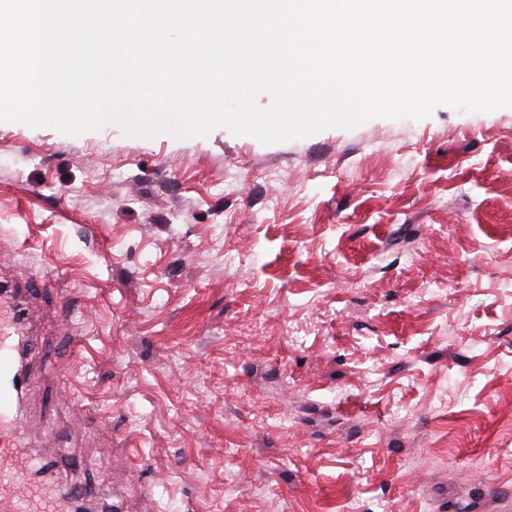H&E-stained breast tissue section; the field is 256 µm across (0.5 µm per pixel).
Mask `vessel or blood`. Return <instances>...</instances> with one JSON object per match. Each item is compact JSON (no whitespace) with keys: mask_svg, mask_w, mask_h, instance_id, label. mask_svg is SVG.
Wrapping results in <instances>:
<instances>
[{"mask_svg":"<svg viewBox=\"0 0 512 512\" xmlns=\"http://www.w3.org/2000/svg\"><path fill=\"white\" fill-rule=\"evenodd\" d=\"M22 311L0 315V433L15 434L20 419L24 360L31 346L21 334ZM33 461L19 443L0 452V512H64L66 500L83 497L74 487L60 497L50 486L29 480Z\"/></svg>","mask_w":512,"mask_h":512,"instance_id":"obj_1","label":"vessel or blood"}]
</instances>
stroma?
I'll return each mask as SVG.
<instances>
[{"mask_svg":"<svg viewBox=\"0 0 512 512\" xmlns=\"http://www.w3.org/2000/svg\"><path fill=\"white\" fill-rule=\"evenodd\" d=\"M20 441L89 512H512V108L265 145L0 122Z\"/></svg>","mask_w":512,"mask_h":512,"instance_id":"35a3bbf8","label":"stroma"}]
</instances>
